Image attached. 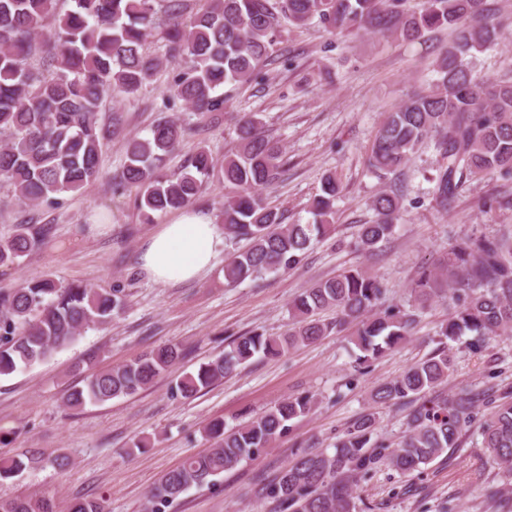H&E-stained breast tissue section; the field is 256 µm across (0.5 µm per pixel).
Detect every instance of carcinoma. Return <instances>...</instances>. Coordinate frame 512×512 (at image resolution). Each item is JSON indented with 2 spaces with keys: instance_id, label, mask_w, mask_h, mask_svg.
Listing matches in <instances>:
<instances>
[{
  "instance_id": "cac0c4a2",
  "label": "carcinoma",
  "mask_w": 512,
  "mask_h": 512,
  "mask_svg": "<svg viewBox=\"0 0 512 512\" xmlns=\"http://www.w3.org/2000/svg\"><path fill=\"white\" fill-rule=\"evenodd\" d=\"M73 8L52 26L56 0H0V185L19 204L35 208L57 203L104 177L103 152L122 123L114 112L102 123L106 97L128 99L150 82L163 57L145 51L156 36L178 72L167 94L183 101L200 117L224 111L226 83L245 84L256 70L274 61L280 16L297 27L312 19L331 33L364 30L417 41L448 28L454 37L439 54L430 89L408 97L387 112L372 140L368 167L378 176H394L371 201L375 219L361 225L358 246L373 249L392 235L404 209L403 181L397 177L423 145L439 156L431 200L443 211L469 179L489 173L512 175V80L478 75L467 57L494 46L503 22L487 0H205L185 16L186 0H72ZM49 46L45 75L28 60ZM185 132L167 117L149 134L125 143L126 161L112 175L113 184L134 188L145 222L154 215L192 206L208 182L224 183L219 202L224 236L246 247L224 261V279L241 283L262 273L293 268L312 239L326 233L336 197L343 187L336 175L322 179L309 212L310 224H287L263 190L283 172L278 142L261 131L250 115L237 128V143L223 161L197 148L188 164L168 173V158ZM44 228L29 222L0 239V267L18 266L42 242ZM385 288L361 268L343 269L315 282L292 300V327L280 336L247 333L228 348L184 374L171 395L191 399L224 380L255 355L277 357L313 344L333 333L352 331L359 368L367 369L399 345L414 328V313L398 305L383 306ZM448 295L455 312L441 323L437 347L401 375L378 384L374 403L413 402L408 429L391 446L377 434L372 413L359 416L339 436L333 453L300 451L275 479L254 489L271 512H356L354 479L384 466L400 475L420 472L460 446L463 431L477 417L478 395L460 390L441 400L426 395L448 380L454 369L449 343L472 334L483 341L512 332V229L496 235H473L448 247L440 268L418 271L411 288L423 305ZM126 306L125 289H94L62 283L50 274L0 290V376L32 366L75 341L82 333L106 325ZM332 310L336 317L322 320ZM184 358L177 344L152 348L133 360L93 372L84 386L63 403L70 409L132 397ZM316 405L311 395L288 397L230 428L215 420L206 428L214 447L192 454L164 473L148 496L147 512H166L192 487L214 484L217 477L260 454ZM483 447L494 464L512 477V396H504L481 423ZM44 461L43 454L23 450L0 456V480L19 476ZM0 512H57L47 497L0 498ZM67 512H104L100 499L78 498Z\"/></svg>"
}]
</instances>
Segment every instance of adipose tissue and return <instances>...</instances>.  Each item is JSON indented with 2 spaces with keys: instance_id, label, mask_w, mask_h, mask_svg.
<instances>
[{
  "instance_id": "obj_1",
  "label": "adipose tissue",
  "mask_w": 512,
  "mask_h": 512,
  "mask_svg": "<svg viewBox=\"0 0 512 512\" xmlns=\"http://www.w3.org/2000/svg\"><path fill=\"white\" fill-rule=\"evenodd\" d=\"M220 242L213 218L187 209L145 242L142 267L158 282L196 280L213 267Z\"/></svg>"
}]
</instances>
